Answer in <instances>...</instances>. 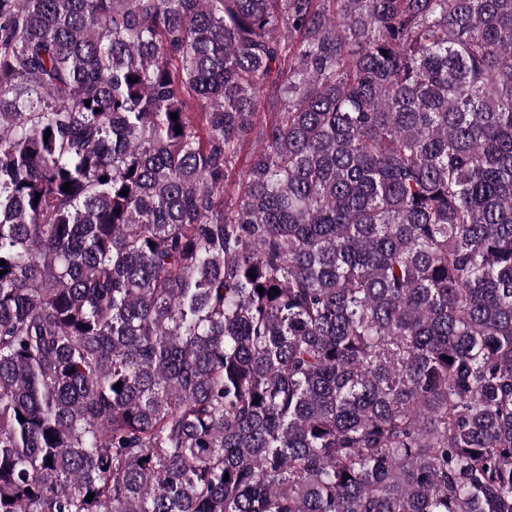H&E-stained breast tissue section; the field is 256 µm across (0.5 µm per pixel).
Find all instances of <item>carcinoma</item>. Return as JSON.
Segmentation results:
<instances>
[{
  "mask_svg": "<svg viewBox=\"0 0 512 512\" xmlns=\"http://www.w3.org/2000/svg\"><path fill=\"white\" fill-rule=\"evenodd\" d=\"M2 260L0 512H512V0H0Z\"/></svg>",
  "mask_w": 512,
  "mask_h": 512,
  "instance_id": "1",
  "label": "carcinoma"
}]
</instances>
